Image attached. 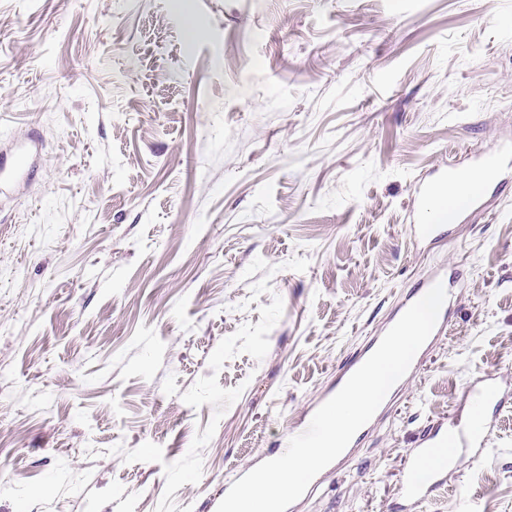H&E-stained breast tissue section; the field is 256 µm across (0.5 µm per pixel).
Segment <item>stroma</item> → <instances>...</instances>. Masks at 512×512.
<instances>
[{
    "label": "stroma",
    "instance_id": "stroma-1",
    "mask_svg": "<svg viewBox=\"0 0 512 512\" xmlns=\"http://www.w3.org/2000/svg\"><path fill=\"white\" fill-rule=\"evenodd\" d=\"M512 0H0V512H217L446 266L450 327L293 512H394L512 393V185L415 244L413 187L512 146ZM411 512H512V402ZM470 395V415L456 418L451 424V428L456 431L455 448H476L485 447L487 441V432L490 427L484 410L487 405L497 401L500 396L498 386L487 378L479 384L468 387ZM386 399V398H385ZM385 399L384 401L382 402V404L380 405V407L378 408V410L376 411V413L374 414V416L372 417V419L367 423L365 424L363 427H361L358 431H357V435H354L353 439L351 440L350 444L348 445V447L345 449V451L333 462L331 463L330 465H328L326 468H324L315 478L314 480L312 481V483L310 484L308 490L321 478L333 473L335 470L337 471L338 467H339V464L347 457L349 456L352 451L354 450V447L356 446V443H357V436L360 434V433H365L367 430H369L375 423L378 415L383 411V406H384V403H385ZM307 490V491H308ZM306 491V492H307ZM447 440L448 424L440 422L425 431L412 449L401 489L406 501L418 503L447 481L450 465L437 456L438 449Z\"/></svg>",
    "mask_w": 512,
    "mask_h": 512
}]
</instances>
